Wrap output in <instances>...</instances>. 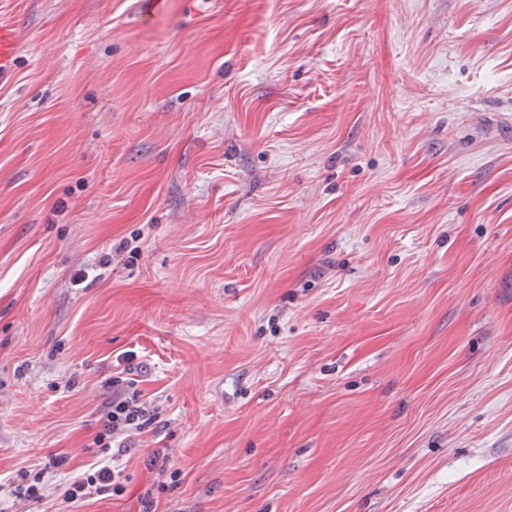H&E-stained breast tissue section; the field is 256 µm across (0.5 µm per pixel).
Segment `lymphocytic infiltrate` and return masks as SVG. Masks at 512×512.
<instances>
[{"label":"lymphocytic infiltrate","instance_id":"1","mask_svg":"<svg viewBox=\"0 0 512 512\" xmlns=\"http://www.w3.org/2000/svg\"><path fill=\"white\" fill-rule=\"evenodd\" d=\"M112 397L99 419L100 426L92 439L93 447L106 454V461H97L77 468H69L70 458L65 454L49 456L47 461L31 465L0 480L18 503L39 504L54 497L58 512H73L95 497L121 495L124 486L122 472L115 464L130 450L135 437L158 417L137 387L136 379L115 373L107 382ZM67 470L68 478L61 488H52L51 478L60 470Z\"/></svg>","mask_w":512,"mask_h":512}]
</instances>
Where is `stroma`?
<instances>
[{"label": "stroma", "instance_id": "stroma-1", "mask_svg": "<svg viewBox=\"0 0 512 512\" xmlns=\"http://www.w3.org/2000/svg\"><path fill=\"white\" fill-rule=\"evenodd\" d=\"M0 22V474L81 455L131 351L159 416L78 512L159 448L163 512H512V0ZM17 49V34L12 27L0 24V79L11 72V62Z\"/></svg>", "mask_w": 512, "mask_h": 512}]
</instances>
